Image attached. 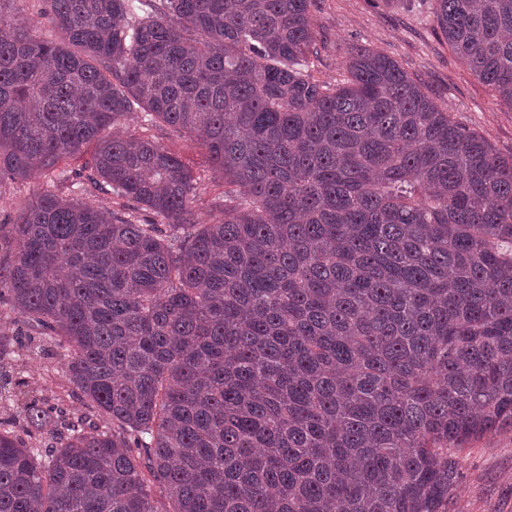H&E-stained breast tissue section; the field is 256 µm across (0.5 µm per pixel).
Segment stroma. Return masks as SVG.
Instances as JSON below:
<instances>
[{
	"label": "stroma",
	"instance_id": "35a3bbf8",
	"mask_svg": "<svg viewBox=\"0 0 512 512\" xmlns=\"http://www.w3.org/2000/svg\"><path fill=\"white\" fill-rule=\"evenodd\" d=\"M313 18L318 54L310 68L321 83L345 76L351 45H363L393 57L457 121L482 134L497 152L512 155V112L500 109L491 88L463 68L438 27L433 0H316ZM158 142L202 173L196 203L200 223H212L210 203L224 190L212 181L204 150L193 139L163 128ZM59 184L35 174L24 181L0 184V221L13 222L27 201L41 192H60ZM23 384L13 400L0 399V421L24 433L20 411L31 400L63 399L70 413L91 411L72 395L53 349L31 352L20 367ZM461 479L448 512H512V428L471 442L459 452Z\"/></svg>",
	"mask_w": 512,
	"mask_h": 512
}]
</instances>
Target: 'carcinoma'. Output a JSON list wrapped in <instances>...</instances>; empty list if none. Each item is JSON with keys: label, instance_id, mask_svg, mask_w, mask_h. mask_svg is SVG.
Instances as JSON below:
<instances>
[{"label": "carcinoma", "instance_id": "1", "mask_svg": "<svg viewBox=\"0 0 512 512\" xmlns=\"http://www.w3.org/2000/svg\"><path fill=\"white\" fill-rule=\"evenodd\" d=\"M37 2L0 10V181L123 204L0 224V382L46 342L101 418L0 428V512H448L450 449L512 426V156L379 50L315 81L314 0ZM434 15L512 111V0ZM166 126L224 182L211 224Z\"/></svg>", "mask_w": 512, "mask_h": 512}]
</instances>
